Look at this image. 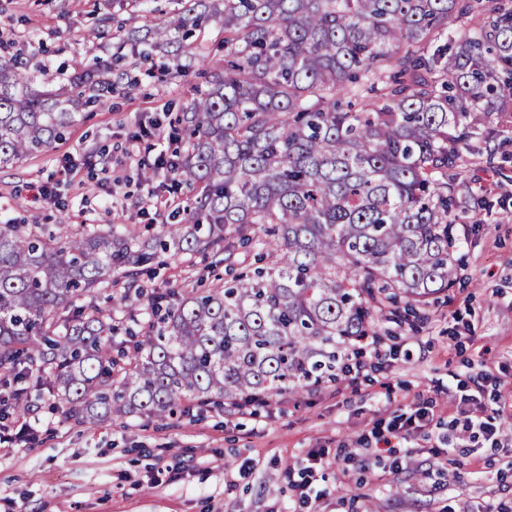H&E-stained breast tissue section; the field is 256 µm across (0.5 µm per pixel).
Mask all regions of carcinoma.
Segmentation results:
<instances>
[{
    "instance_id": "cac0c4a2",
    "label": "carcinoma",
    "mask_w": 512,
    "mask_h": 512,
    "mask_svg": "<svg viewBox=\"0 0 512 512\" xmlns=\"http://www.w3.org/2000/svg\"><path fill=\"white\" fill-rule=\"evenodd\" d=\"M172 16L132 15L126 45L177 74L224 29V75L183 113L177 185L195 190L184 223L151 241L108 230L0 224V422L35 392L62 420L165 418L231 409L336 381L338 356L380 322L417 316L455 277L448 172L471 143L512 126V0H180ZM20 53L0 54V167L48 151L95 106L137 84L97 62L64 86ZM267 265L175 299L143 288L112 309L148 334L112 356V314L94 292L135 281L160 254L184 257L234 235Z\"/></svg>"
}]
</instances>
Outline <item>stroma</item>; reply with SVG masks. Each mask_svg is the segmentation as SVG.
I'll use <instances>...</instances> for the list:
<instances>
[{
    "label": "stroma",
    "instance_id": "1",
    "mask_svg": "<svg viewBox=\"0 0 512 512\" xmlns=\"http://www.w3.org/2000/svg\"><path fill=\"white\" fill-rule=\"evenodd\" d=\"M177 0H0V40L23 47L31 63L63 74L92 56L108 58L111 37L87 40L104 18L154 17ZM195 65L183 75L145 70L136 87L113 93L47 153L0 169V224L74 229L126 224L138 237L177 223L192 193L173 189L155 168L178 145L177 119L217 74ZM495 166L467 152L454 181L461 188L455 225L456 277L413 323L387 324L392 357L367 359L348 376L290 397L234 411L213 405L166 420L116 417L92 428L63 422L57 398L44 396L28 416L33 443L0 444V512H291L290 467L325 449L311 512H512V441L469 447L453 420L463 394L482 384L489 406L512 401V131L491 143ZM51 199L36 196L39 185ZM255 262L237 248L156 258L142 287L197 294L229 269ZM430 406L428 435L367 457L399 415Z\"/></svg>",
    "mask_w": 512,
    "mask_h": 512
}]
</instances>
